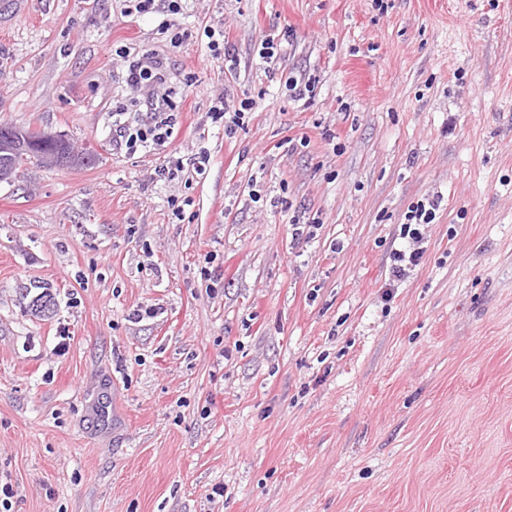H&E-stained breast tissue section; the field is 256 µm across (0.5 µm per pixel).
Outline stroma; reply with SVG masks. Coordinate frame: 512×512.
<instances>
[{
    "label": "stroma",
    "instance_id": "1",
    "mask_svg": "<svg viewBox=\"0 0 512 512\" xmlns=\"http://www.w3.org/2000/svg\"><path fill=\"white\" fill-rule=\"evenodd\" d=\"M181 5L174 46L128 0H0V121L98 153L0 184V512H512V0ZM123 49L168 65L147 153ZM426 203H417L414 210H411V215L408 216L409 224H404L403 235L404 238H410L414 242H419L422 240V233L420 229L416 226H421L423 224H430L435 219L436 213L435 211L439 208L442 199L439 195H433L430 198H426ZM415 220V223L412 224V221ZM412 226H415L412 228Z\"/></svg>",
    "mask_w": 512,
    "mask_h": 512
}]
</instances>
